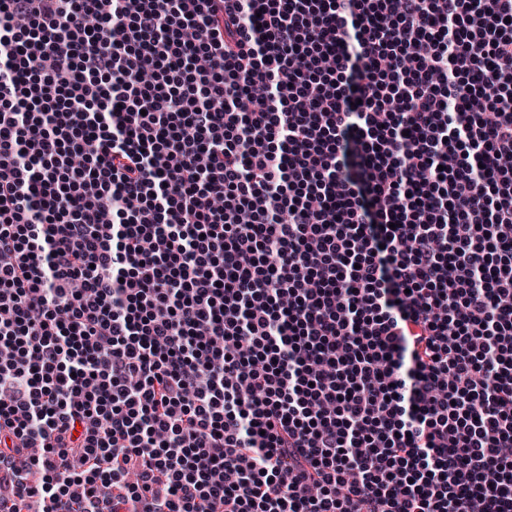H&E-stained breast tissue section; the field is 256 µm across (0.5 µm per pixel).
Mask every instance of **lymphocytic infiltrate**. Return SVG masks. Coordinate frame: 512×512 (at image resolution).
Instances as JSON below:
<instances>
[{
    "label": "lymphocytic infiltrate",
    "mask_w": 512,
    "mask_h": 512,
    "mask_svg": "<svg viewBox=\"0 0 512 512\" xmlns=\"http://www.w3.org/2000/svg\"><path fill=\"white\" fill-rule=\"evenodd\" d=\"M505 296L512 0H0V512H512Z\"/></svg>",
    "instance_id": "obj_1"
}]
</instances>
